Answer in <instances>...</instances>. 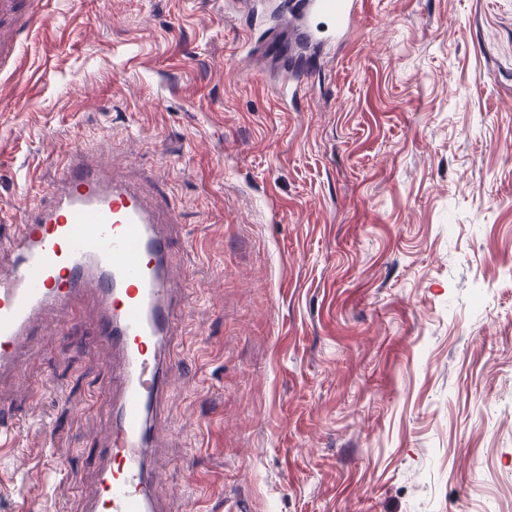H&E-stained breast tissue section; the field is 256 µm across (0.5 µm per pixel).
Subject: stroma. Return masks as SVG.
<instances>
[{"instance_id":"stroma-1","label":"stroma","mask_w":512,"mask_h":512,"mask_svg":"<svg viewBox=\"0 0 512 512\" xmlns=\"http://www.w3.org/2000/svg\"><path fill=\"white\" fill-rule=\"evenodd\" d=\"M0 75V229L73 144L175 214L173 512H512V0H363L299 110L240 0H43ZM97 305L45 310L0 512H79L109 434Z\"/></svg>"}]
</instances>
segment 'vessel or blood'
I'll use <instances>...</instances> for the list:
<instances>
[{
  "instance_id": "vessel-or-blood-1",
  "label": "vessel or blood",
  "mask_w": 512,
  "mask_h": 512,
  "mask_svg": "<svg viewBox=\"0 0 512 512\" xmlns=\"http://www.w3.org/2000/svg\"><path fill=\"white\" fill-rule=\"evenodd\" d=\"M298 51L284 54L279 99L296 109L306 83L308 48L333 47L352 35L361 0H280ZM41 16V0H0V71L11 67L20 35ZM71 148L56 185L27 210L16 236L0 238L12 255L0 269V377L16 367V352L49 308L73 322L81 299L98 305L97 343L114 355L111 434L94 491L81 512H168L156 494L147 458L176 362L164 357L173 327L171 240L158 232L171 213L126 181Z\"/></svg>"
}]
</instances>
